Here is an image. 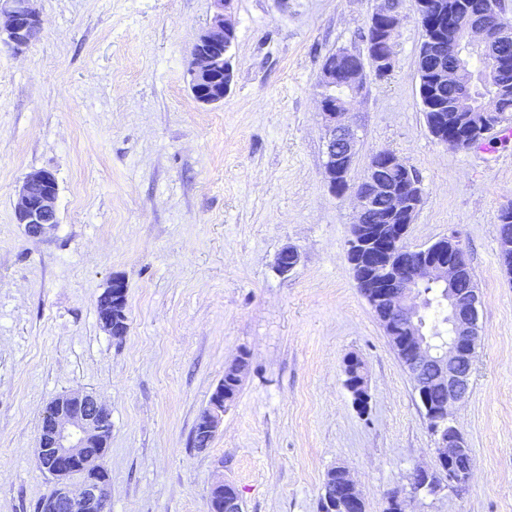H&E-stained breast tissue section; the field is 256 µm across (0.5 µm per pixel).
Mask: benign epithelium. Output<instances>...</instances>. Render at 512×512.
<instances>
[{
  "instance_id": "benign-epithelium-1",
  "label": "benign epithelium",
  "mask_w": 512,
  "mask_h": 512,
  "mask_svg": "<svg viewBox=\"0 0 512 512\" xmlns=\"http://www.w3.org/2000/svg\"><path fill=\"white\" fill-rule=\"evenodd\" d=\"M215 12L206 30L199 37L190 64L194 78L192 95L196 101L211 105L224 100L233 81L229 52L234 26L224 15L232 0H213ZM492 10L503 20L491 22L470 14L465 3L457 5L466 23L460 34L472 45L490 46L512 33L504 20L500 3L493 0ZM0 15L6 23L0 25V40L19 50L26 47L33 30L40 28V16L33 0H0ZM403 20L401 7L389 2L371 14L370 25L377 27V36L384 51L372 52L366 44L369 66L348 71L344 63L360 55L342 50L327 59L319 76L322 88L321 113L326 129L325 176L336 196H350L356 204V220L348 241L347 258L358 288L391 336L395 347L403 350L404 368L419 392L431 388L443 398L436 409L423 404L424 417L443 426L435 439L437 469L417 472V490L434 487L461 490L468 484L473 460L464 437L454 425L453 409L462 403L470 389L476 360L478 336V290L466 292L459 285L466 279L468 266L458 237L444 236L432 244L411 249L406 244L408 229L423 203L419 182L408 176L399 182L388 177L390 172H409L410 167L394 152L380 150L370 157L366 175L352 184L350 171L359 140L358 127L350 119L352 106L363 93L369 76L383 78L394 66L392 41ZM344 81L348 97L336 99V82ZM437 84L448 82L468 85L469 72L463 69L437 68L433 71ZM507 85L499 86L498 97L484 104L480 117L472 123L450 121L444 115L439 120L453 127V137L439 143L459 149L464 143L479 141L500 126L498 98L507 95ZM58 185L47 170L30 172L17 193L14 211L17 223L24 225L31 236H39L56 224ZM297 252L287 247L277 257L282 273L294 269ZM437 283L448 289V311L452 336L441 351H435L423 338L415 319L422 302L417 288ZM127 284L113 279L103 291L98 311L113 315V308L126 307ZM232 405L219 383L211 393L206 407L200 412L193 437L196 448L204 451L212 443L224 412ZM112 410L95 395L85 391H70L55 397L41 418L36 453L43 465L50 466L54 487L42 506L43 512H99L109 501L110 479L100 461L104 456ZM323 512H337L348 504L350 512H365L363 495L351 478L341 487L328 478L320 495ZM209 512H242L240 497L229 483H216L209 493Z\"/></svg>"
}]
</instances>
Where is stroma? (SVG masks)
<instances>
[{"label":"stroma","instance_id":"1","mask_svg":"<svg viewBox=\"0 0 512 512\" xmlns=\"http://www.w3.org/2000/svg\"><path fill=\"white\" fill-rule=\"evenodd\" d=\"M380 0H234V80L218 104L191 94L188 65L212 0H36L42 29L0 42V512H36L53 487L35 454L46 406L96 394L112 410L103 465L110 512H208L216 481L244 512H319L343 465L383 512H512V277L498 214L512 203V138L467 151L439 144L419 98L423 33L409 0L395 66L357 107L353 179L371 155L416 169L423 204L406 243L456 232L478 287L480 341L456 422L468 486L411 493L435 462L407 371L347 261L354 209L324 177L319 75L341 49L364 53ZM51 171L57 222L17 224L24 177ZM295 268L277 269L285 247ZM128 285L115 338L97 299ZM250 368L208 450L190 440L224 369ZM365 363L358 413L343 362Z\"/></svg>","mask_w":512,"mask_h":512}]
</instances>
